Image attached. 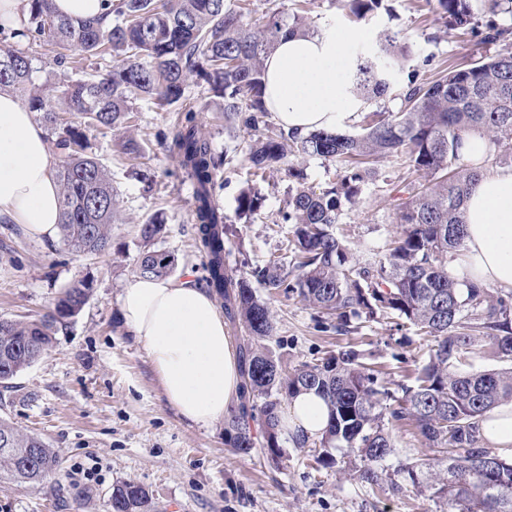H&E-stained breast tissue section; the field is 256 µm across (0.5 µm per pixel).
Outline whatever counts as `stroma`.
Returning a JSON list of instances; mask_svg holds the SVG:
<instances>
[{
  "label": "stroma",
  "instance_id": "35a3bbf8",
  "mask_svg": "<svg viewBox=\"0 0 512 512\" xmlns=\"http://www.w3.org/2000/svg\"><path fill=\"white\" fill-rule=\"evenodd\" d=\"M310 16L318 33L347 29L357 47L373 50L379 31H403L414 46L405 71L430 79L448 68L467 66L492 53L481 31L457 37L440 33L441 23L426 0H388L387 10L355 23L332 0H314ZM0 43L33 60L32 80L56 87L110 70L111 55L74 52L66 72L52 59L58 48L48 40L32 43L0 33ZM223 100L208 85L190 82L175 105L150 99L132 103L131 133L142 145L138 157L121 154L117 143L126 131L86 129L88 152L105 165L115 189V216L108 247L77 254L61 241H40L22 225L0 221V319L33 320L53 310L58 297L74 282L93 288L83 309L57 323L51 349L23 370L9 387L0 386V417L35 434L60 454L58 469L33 486L0 484V512H112V489L131 481L153 497L155 512H446V505L412 486L400 492L372 489L346 478L334 467L312 470L309 451L289 448L280 467L264 459L235 454L224 440V424L200 428L183 421L171 407L144 347L129 334L119 316V297L137 276L145 244L141 225L153 215L166 222L165 234L153 247L172 254L176 269L191 268L204 277V256L195 239L192 187L176 156L162 142L178 114L194 111L203 135L216 152L244 144L247 136L224 130ZM250 177L244 153L222 167L216 197L232 226L233 271L249 276L273 255H287L291 225L280 212L288 197L285 171L267 172L260 187L264 206L250 223H238L236 197ZM405 159L378 164L376 178L366 182L354 207L345 209L340 230L361 256L380 255L395 228L392 185L415 180ZM274 316L265 342L275 359L295 367L349 348L378 386L401 395L413 385L434 346L416 335L404 320H357V332L340 336L325 329L316 310L292 293L268 294L257 289ZM96 466L91 482H76L77 468Z\"/></svg>",
  "mask_w": 512,
  "mask_h": 512
}]
</instances>
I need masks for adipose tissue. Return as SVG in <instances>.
<instances>
[{
	"label": "adipose tissue",
	"instance_id": "1",
	"mask_svg": "<svg viewBox=\"0 0 512 512\" xmlns=\"http://www.w3.org/2000/svg\"><path fill=\"white\" fill-rule=\"evenodd\" d=\"M355 35L348 30L280 38L264 63V101L286 132L333 131L362 102L352 92ZM56 159L43 128L19 99L0 94V219L36 239H56L61 197ZM458 273L463 280L512 292V167L483 170L464 215ZM120 316L145 348L177 414L200 428L230 415L239 401L237 353L211 294L191 274L136 278L120 297ZM329 406L301 391L279 413L281 432L305 445L320 438ZM484 447L512 452V404L479 423Z\"/></svg>",
	"mask_w": 512,
	"mask_h": 512
}]
</instances>
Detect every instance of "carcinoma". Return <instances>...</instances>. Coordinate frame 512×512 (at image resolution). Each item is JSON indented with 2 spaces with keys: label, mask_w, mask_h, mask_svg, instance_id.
I'll list each match as a JSON object with an SVG mask.
<instances>
[{
  "label": "carcinoma",
  "mask_w": 512,
  "mask_h": 512,
  "mask_svg": "<svg viewBox=\"0 0 512 512\" xmlns=\"http://www.w3.org/2000/svg\"><path fill=\"white\" fill-rule=\"evenodd\" d=\"M384 0H346L348 15L361 21ZM473 0H433L444 33L475 29ZM309 33L306 11L259 18L229 0H116L109 28L73 21L53 13L50 0H30L22 36L49 38L86 54L109 53L112 69L54 89L32 83L31 57L0 48V91L23 96L31 111L42 114L58 132L56 147L64 160L57 171L62 197L60 236L76 253L104 250L114 216L112 179L87 154L83 128H120L132 100L143 96L161 106L179 101L190 80L203 81L224 99L225 129L243 127L249 135L246 159L252 175L285 169L288 187L282 223L293 225L290 260L274 258L252 271L268 292L298 295L319 313L336 319L333 329L346 334L351 318L374 321L392 314L433 337L435 349L404 397L375 387L353 350L283 368L265 351L272 336V314L248 281L226 264L230 241L227 217L214 198L219 167L188 111L172 132L181 167L194 185L197 239L205 254L206 283L223 300L224 316L240 328V404L224 421L225 443L243 456L262 454L277 463L285 456L277 431L281 401L301 390H314L330 406L329 422L315 462L335 463L330 448H342L344 473L372 488L404 480L445 501L448 512H512V457L478 446L479 421L512 400V371L464 369L469 355L485 342L501 361L512 362V295L457 280L448 272V256L463 246L464 205L478 181L477 168L462 163L464 137L476 131L504 154H512V28L486 25L482 42L498 47L467 67L423 81L411 72L399 87L401 108L368 112L365 132L289 134L270 120L263 98L264 61L278 39ZM411 45L400 31L384 30L374 50L357 57L353 92L369 103L385 95L402 71ZM404 156L423 182L405 186L407 197L396 207V235L379 259L360 260L334 231L344 208L354 206L369 175L366 160ZM318 158L341 163L334 181L308 183L297 160ZM266 200L255 185L242 189L236 214L248 220ZM165 224L141 225L144 242L160 238ZM174 258L159 250L142 252L137 273L160 278ZM91 283L65 289L54 311L38 320L0 323V383L7 385L51 347L55 324L78 314ZM261 419L263 441L250 422ZM413 420L437 456L400 459L384 420ZM60 463L58 452L39 436L0 418V483H41ZM111 504L121 512H151L149 491L135 483L112 489Z\"/></svg>",
  "instance_id": "cac0c4a2"
}]
</instances>
